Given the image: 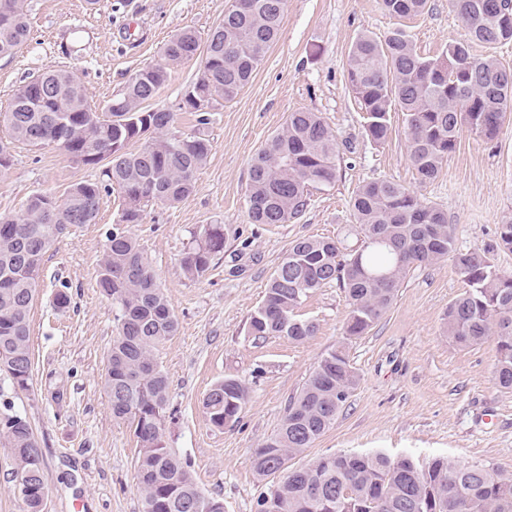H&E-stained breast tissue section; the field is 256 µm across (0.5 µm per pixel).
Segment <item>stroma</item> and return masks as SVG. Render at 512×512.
Segmentation results:
<instances>
[{
	"mask_svg": "<svg viewBox=\"0 0 512 512\" xmlns=\"http://www.w3.org/2000/svg\"><path fill=\"white\" fill-rule=\"evenodd\" d=\"M25 4L31 37L0 58V141L9 143L11 155L0 171V216L21 214L38 192L64 199L71 185L100 175L56 145L11 141L3 115L23 79L69 70L90 107L101 110L141 69L160 62L176 31L189 27L206 36L223 19L226 0ZM401 24L424 56L469 38L448 0H429L428 11L402 22L384 12L380 0H287L279 37L252 80L213 110L212 151L196 174L194 192L175 205L145 206L141 222L130 227L179 323L176 336L155 353L169 379L163 439L189 463L200 489L223 501L224 512H256L251 454L278 430L290 398L318 360L341 344L360 382L335 424L289 467L334 453L380 451L423 462L445 457L490 465L512 476V393L494 383L496 341L460 347L445 332L448 306L463 289L452 262L411 270L390 310L363 336L346 339L348 306L336 285L316 290L300 306L317 325L305 342L283 336L257 341L248 333L292 241L329 236L350 250L360 246L350 201L372 180L414 190L447 214L458 249L490 248L496 269L512 274V251L493 247L503 217L512 213V114L491 140L461 129L455 152L424 184L409 160L402 113H393L384 144L363 133V112L347 78L351 45L360 35L382 36ZM198 69L195 61L171 67L149 108L176 110ZM301 110L320 113L336 136V183L311 190L305 213L294 222L251 223V161L288 114ZM121 202L118 190L103 192L94 223L74 228L45 255L31 311L30 386L15 392L0 376V405L26 416L42 448L46 512H141L136 438L127 422L113 418L103 388L117 323L98 285V260ZM206 224L223 225L224 250L203 277L191 279L182 253ZM63 284L71 303L61 310L54 297ZM229 374L245 380L250 401L236 427L218 429L202 402Z\"/></svg>",
	"mask_w": 512,
	"mask_h": 512,
	"instance_id": "1",
	"label": "stroma"
}]
</instances>
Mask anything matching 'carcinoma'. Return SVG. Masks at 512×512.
Segmentation results:
<instances>
[{
	"mask_svg": "<svg viewBox=\"0 0 512 512\" xmlns=\"http://www.w3.org/2000/svg\"><path fill=\"white\" fill-rule=\"evenodd\" d=\"M399 19L422 13L428 0H381ZM465 22L470 41H449L440 54L417 52L405 29L384 38L364 34L349 52L348 80L364 116L365 136L384 143L391 112L405 114L409 158L418 179L436 178L457 146L461 126L491 140L512 110V70L498 60L477 58L471 44L512 42L509 0H449ZM286 0H230L224 23L206 41L193 29L173 34L163 45V62L140 70L100 112L83 87L63 69L50 70L14 91L5 115L12 138L31 147L56 145L77 163L103 165L102 178L72 185L58 200L35 193L19 216H0V373L13 387L29 386L30 313L46 252L64 234L96 219L102 190L116 186L122 208L106 238L98 283L112 300L117 334L105 364L104 390L112 416L134 427L142 512H214L218 499L198 487L187 462L163 440L169 380L155 359L157 347L175 336L178 321L129 225L138 224L150 202L174 204L191 195L195 176L212 143L205 133L211 112L188 102L198 128L175 127V113L148 109L166 83L169 67L199 61L189 88L215 104L230 101L250 82L276 41ZM30 35L23 0H0V57L9 56ZM146 139L136 151L129 145ZM340 166L335 136L316 112H291L252 160L247 195L253 224H288L306 210L309 190L335 184ZM364 241L344 251L328 237L294 240L270 276L261 304L251 315L254 339L284 336L303 342L316 323L297 309L314 291L332 283L344 289L349 308L347 338L366 334L390 309L411 269L451 260L464 282L448 306L446 333L458 346L489 336L497 341L496 385L512 393V274L497 271L488 250L461 251L448 217L405 186L364 183L351 203ZM498 246L512 251V213L504 217ZM224 251V228L210 224L184 251L185 274L196 279ZM358 384L345 347L317 362L299 394L288 404L277 432L254 450L250 466L265 479L256 512H512V476L486 466L444 458L421 464L383 453L330 454L309 466L284 471L292 456L309 448L336 421ZM249 401V387L235 375L217 381L203 399L216 428L235 426ZM0 442L11 448L16 473L12 491L23 512H44L48 489L43 457L29 422L11 405L0 412Z\"/></svg>",
	"mask_w": 512,
	"mask_h": 512,
	"instance_id": "obj_1",
	"label": "carcinoma"
}]
</instances>
